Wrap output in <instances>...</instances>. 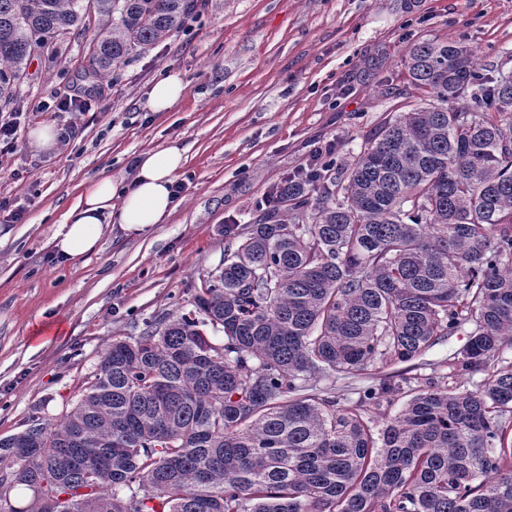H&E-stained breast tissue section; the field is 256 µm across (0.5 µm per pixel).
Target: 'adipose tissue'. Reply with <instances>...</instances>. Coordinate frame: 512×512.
Here are the masks:
<instances>
[{"mask_svg":"<svg viewBox=\"0 0 512 512\" xmlns=\"http://www.w3.org/2000/svg\"><path fill=\"white\" fill-rule=\"evenodd\" d=\"M184 162L183 149L172 144L138 155L130 187L109 176L87 184L52 238L56 252L75 262L98 248L105 225L141 232L165 223L176 208L172 187Z\"/></svg>","mask_w":512,"mask_h":512,"instance_id":"ef3b65f1","label":"adipose tissue"}]
</instances>
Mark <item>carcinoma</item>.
<instances>
[{"label": "carcinoma", "instance_id": "cac0c4a2", "mask_svg": "<svg viewBox=\"0 0 512 512\" xmlns=\"http://www.w3.org/2000/svg\"><path fill=\"white\" fill-rule=\"evenodd\" d=\"M197 0H0V100L97 16L100 76L180 29ZM424 102L348 164L285 180L196 314L105 350L58 425L0 438V512H512V80L460 42L412 46ZM473 323L450 362L475 389L389 376L353 408L315 382L410 362ZM223 333L217 342L206 327ZM402 394L379 430L364 407ZM24 486L32 502L17 508Z\"/></svg>", "mask_w": 512, "mask_h": 512}]
</instances>
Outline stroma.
Returning a JSON list of instances; mask_svg holds the SVG:
<instances>
[{
    "label": "stroma",
    "instance_id": "obj_1",
    "mask_svg": "<svg viewBox=\"0 0 512 512\" xmlns=\"http://www.w3.org/2000/svg\"><path fill=\"white\" fill-rule=\"evenodd\" d=\"M193 18L144 55L88 80L94 29H76L34 57L6 109L18 113L15 154L0 158V437L32 421L57 424L82 398L115 338L195 309L224 257L228 224L253 223L261 202L323 141L352 160L383 123L424 97L404 65L429 39L461 41L491 75L512 74V0H198ZM186 83L182 103L153 112L158 79ZM89 95L68 113L62 100ZM76 123L59 152L23 140L39 123ZM176 144L185 191L166 223L140 233L107 229L96 251L61 262L51 239L91 180L130 183L131 160ZM18 213L17 221L7 219ZM467 331L417 360L322 380V396L353 407L381 374L444 384Z\"/></svg>",
    "mask_w": 512,
    "mask_h": 512
}]
</instances>
